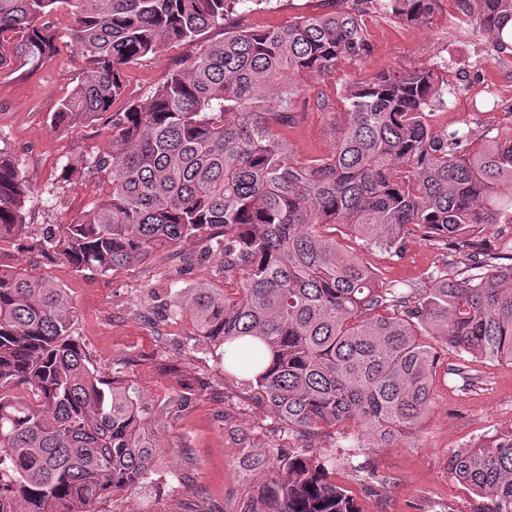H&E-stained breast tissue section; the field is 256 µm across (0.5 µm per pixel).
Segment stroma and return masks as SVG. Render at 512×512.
Instances as JSON below:
<instances>
[{"mask_svg": "<svg viewBox=\"0 0 512 512\" xmlns=\"http://www.w3.org/2000/svg\"><path fill=\"white\" fill-rule=\"evenodd\" d=\"M353 0H272L240 8L234 26L265 30L300 16L351 8ZM362 23L371 47L360 60H341L335 71L305 77L293 99L294 117L280 134L301 158L327 155L333 144L331 113L341 111L343 84L368 81L389 69L446 65L448 89L431 109L435 129L470 126L479 132L512 129V56L497 58L486 33L466 22L455 0H439L425 25L408 23L373 0ZM68 18L58 20L60 55L26 78L0 74V148L11 149L33 188L26 209L33 226L64 224L100 199L99 178L85 158L109 141L107 118L62 131L50 121L84 64L70 39ZM223 37L210 30L204 40L171 43L126 68V96L141 97L179 64ZM496 97L497 110L480 105ZM340 242L379 275L382 285L429 287V274L444 255L434 243L410 238L401 257L361 250L358 239ZM0 265L66 288L77 311L75 334L95 366L120 371L153 404L159 440L170 454L157 462L155 482L121 501L98 503L99 512H244L262 507L259 458L305 445L336 453L333 478L348 490L359 512H474L475 494L448 472L449 456L478 438L512 429V364L473 362L465 377L446 374L454 354L440 349L432 402L413 435L383 448L372 441L352 447L334 432L306 441L284 431L280 421L250 392L226 379L215 355L187 346L196 329L187 319L161 314L171 293L197 286L223 290L224 278L199 239L160 251L147 261L107 274L77 270L35 248L31 238L0 242ZM199 384L189 404L176 408L181 381Z\"/></svg>", "mask_w": 512, "mask_h": 512, "instance_id": "35a3bbf8", "label": "stroma"}]
</instances>
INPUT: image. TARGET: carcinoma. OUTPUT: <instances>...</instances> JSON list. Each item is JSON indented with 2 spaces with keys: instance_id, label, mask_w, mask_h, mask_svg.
I'll use <instances>...</instances> for the list:
<instances>
[{
  "instance_id": "cac0c4a2",
  "label": "carcinoma",
  "mask_w": 512,
  "mask_h": 512,
  "mask_svg": "<svg viewBox=\"0 0 512 512\" xmlns=\"http://www.w3.org/2000/svg\"><path fill=\"white\" fill-rule=\"evenodd\" d=\"M250 0H0V73L37 69L60 54L54 16L70 7V38L85 67L51 122L68 131L110 113L106 150L88 164L105 198L36 245L78 270L107 274L215 227L208 253L224 293L195 288L165 302L190 316L192 348L213 350L224 375L254 392L291 433L326 430L357 444H392L431 405L436 350L512 364V255L483 240L512 224V131L435 129L442 94L430 67L388 70L343 89L326 156L299 160L278 134L291 93L277 84L326 75L370 46L364 4L268 30L225 26ZM416 25L439 0H387ZM464 17L512 56V0H456ZM224 38L173 69L147 95L112 109L125 68L168 43ZM32 188L0 148V242L27 233ZM344 225L400 256L410 236L448 251L429 288H383L336 241ZM66 289L0 268V512H96L99 501L153 481L165 452L153 408L120 375H106L74 336ZM22 386L24 392L14 388ZM448 471L512 512V431L455 452ZM267 512H358L333 480V455L273 453Z\"/></svg>"
}]
</instances>
